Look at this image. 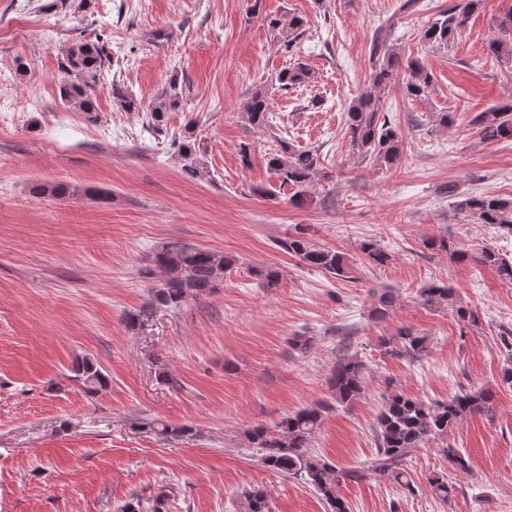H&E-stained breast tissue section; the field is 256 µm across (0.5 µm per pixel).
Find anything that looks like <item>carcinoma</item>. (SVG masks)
Wrapping results in <instances>:
<instances>
[{
  "mask_svg": "<svg viewBox=\"0 0 512 512\" xmlns=\"http://www.w3.org/2000/svg\"><path fill=\"white\" fill-rule=\"evenodd\" d=\"M478 0H456L424 30L425 41L446 47L461 33L473 13ZM270 25L279 30L284 46L291 48L305 34L304 19L291 15L274 18ZM390 32H377L370 49L371 82L373 91L361 94L347 110L346 135L360 158L380 164L392 165L400 157L403 141L384 111L382 96L374 94L396 80H401L403 94L412 100L429 96L433 80L431 73L416 59L404 56L390 42ZM489 51L498 59L512 61V39L492 38ZM107 60L105 47L97 43L75 42L63 53L59 69L64 77L59 86L61 100L80 112L97 111L92 97L93 82ZM310 79L308 69L296 63L283 69L277 77L282 89L301 86ZM178 76L169 79V90L149 104L133 96L120 84H112V101L125 112H150L152 125L164 122L165 114L181 106ZM271 112L267 93L255 92L243 105V117L254 128L266 126ZM470 125L480 139L501 140L512 138V101L493 105L477 113ZM176 154L181 169L193 178L208 179L209 171L198 160L195 142L187 136L178 144ZM268 167L279 186H290L293 199L305 201L308 188L330 174L320 168L317 151L304 149L292 142H280V149L268 159ZM36 193L56 198L75 194L66 183L42 184ZM456 215L466 224H489L504 237H512V199L483 194H460L455 201ZM274 245L303 264L321 269L330 277L340 280L350 278L353 265L342 252L319 247L306 237L305 229L279 239ZM425 248L450 254L457 261L469 257L466 249L448 238H430L423 241ZM364 260L374 266H383L390 255L375 240L365 239L358 245ZM477 260L496 270L503 279L512 281V260L498 249L485 246ZM234 264L233 259L218 250H203L180 242L170 244L153 256V266L164 273L161 287L140 311L148 316L156 306L177 308L187 299L212 292L224 281V273ZM424 303H456L451 288L431 286L421 290ZM428 336L412 329L403 328L396 335L383 341L386 353L394 357H408L419 361L429 353ZM75 378L91 394L108 386V379L100 368L84 360L75 368ZM331 398L336 405L315 404L299 409L283 418L275 429L256 425L247 429L250 444L262 451L261 462L269 469L303 479L325 501L330 512H349L346 502L337 493L345 478H356L354 470H343L322 459L306 454L309 440L320 429L325 412L333 407L349 408L359 401L365 392V365L354 357L336 361L330 377ZM494 411V395L488 388L460 392L446 401L427 402L400 391L383 397L376 418L375 436L377 456L372 464L363 468L364 476L386 478L409 490L411 484L402 467L405 456L413 448H420L432 439L448 434L463 419L474 415H487ZM164 438H179L192 434L193 427L171 425L160 421L142 424Z\"/></svg>",
  "mask_w": 512,
  "mask_h": 512,
  "instance_id": "carcinoma-1",
  "label": "carcinoma"
}]
</instances>
